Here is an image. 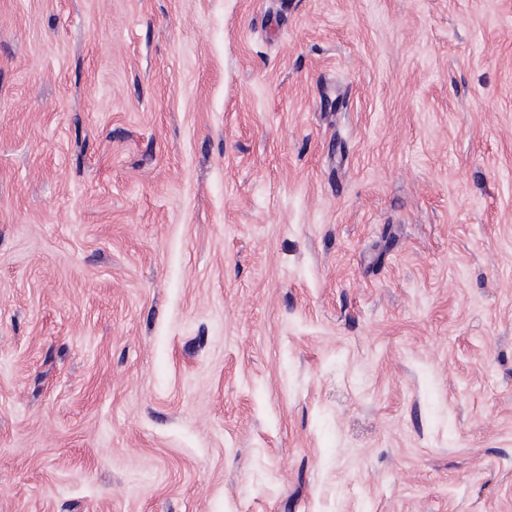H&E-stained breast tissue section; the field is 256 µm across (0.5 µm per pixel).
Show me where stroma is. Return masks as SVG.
<instances>
[{
	"label": "stroma",
	"instance_id": "obj_1",
	"mask_svg": "<svg viewBox=\"0 0 512 512\" xmlns=\"http://www.w3.org/2000/svg\"><path fill=\"white\" fill-rule=\"evenodd\" d=\"M0 512H512V0H0Z\"/></svg>",
	"mask_w": 512,
	"mask_h": 512
}]
</instances>
